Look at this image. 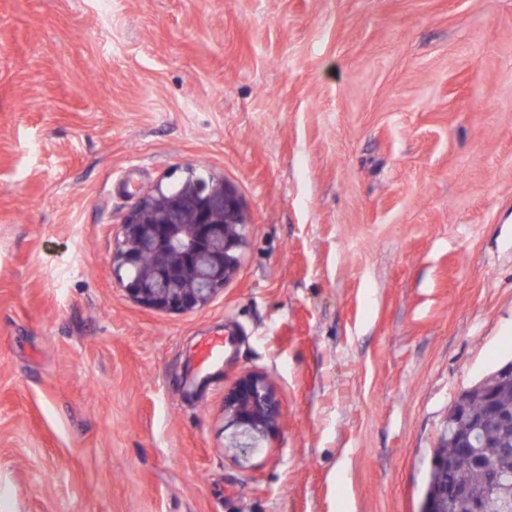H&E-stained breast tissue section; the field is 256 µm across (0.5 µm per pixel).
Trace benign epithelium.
I'll list each match as a JSON object with an SVG mask.
<instances>
[{
	"label": "benign epithelium",
	"instance_id": "1",
	"mask_svg": "<svg viewBox=\"0 0 512 512\" xmlns=\"http://www.w3.org/2000/svg\"><path fill=\"white\" fill-rule=\"evenodd\" d=\"M247 219L236 189L222 177L190 174L179 188L142 191L121 225L112 260L137 303L166 312L207 305L237 273ZM281 416L274 386L246 373L224 396L231 447L253 451ZM448 488L429 485L421 512H445Z\"/></svg>",
	"mask_w": 512,
	"mask_h": 512
}]
</instances>
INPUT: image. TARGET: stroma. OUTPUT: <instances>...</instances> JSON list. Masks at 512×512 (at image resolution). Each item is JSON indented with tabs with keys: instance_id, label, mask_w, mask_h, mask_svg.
Instances as JSON below:
<instances>
[{
	"instance_id": "1",
	"label": "stroma",
	"mask_w": 512,
	"mask_h": 512,
	"mask_svg": "<svg viewBox=\"0 0 512 512\" xmlns=\"http://www.w3.org/2000/svg\"><path fill=\"white\" fill-rule=\"evenodd\" d=\"M191 170L239 271L148 309L122 219ZM509 360L512 0H0V512H420ZM248 372L282 415L243 456ZM281 416L274 386L257 373H246L224 396V417L232 428L231 446L241 452L260 448Z\"/></svg>"
}]
</instances>
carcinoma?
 <instances>
[{
	"label": "carcinoma",
	"mask_w": 512,
	"mask_h": 512,
	"mask_svg": "<svg viewBox=\"0 0 512 512\" xmlns=\"http://www.w3.org/2000/svg\"><path fill=\"white\" fill-rule=\"evenodd\" d=\"M503 411L512 412V379L499 369L468 388V412L448 415V430L442 433L437 453L448 455V472L430 469L429 483H466L465 499H450L448 512H471L475 503L485 512H502V504L512 500V456L503 455L500 432L486 423L488 400Z\"/></svg>",
	"instance_id": "cac0c4a2"
}]
</instances>
